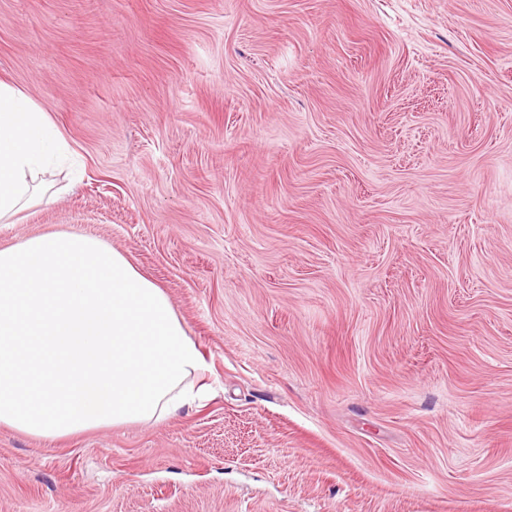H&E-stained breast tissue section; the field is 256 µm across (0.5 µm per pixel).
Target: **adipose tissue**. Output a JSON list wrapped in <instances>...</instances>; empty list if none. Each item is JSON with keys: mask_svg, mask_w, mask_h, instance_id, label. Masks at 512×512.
<instances>
[{"mask_svg": "<svg viewBox=\"0 0 512 512\" xmlns=\"http://www.w3.org/2000/svg\"><path fill=\"white\" fill-rule=\"evenodd\" d=\"M63 149L46 112L0 81V223L37 204ZM204 359L168 294L96 237L0 248V426L53 443L160 423L200 397Z\"/></svg>", "mask_w": 512, "mask_h": 512, "instance_id": "obj_1", "label": "adipose tissue"}]
</instances>
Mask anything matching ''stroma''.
Masks as SVG:
<instances>
[{"instance_id": "obj_1", "label": "stroma", "mask_w": 512, "mask_h": 512, "mask_svg": "<svg viewBox=\"0 0 512 512\" xmlns=\"http://www.w3.org/2000/svg\"><path fill=\"white\" fill-rule=\"evenodd\" d=\"M75 230L206 363L167 421L0 427V512H512V0H0Z\"/></svg>"}]
</instances>
